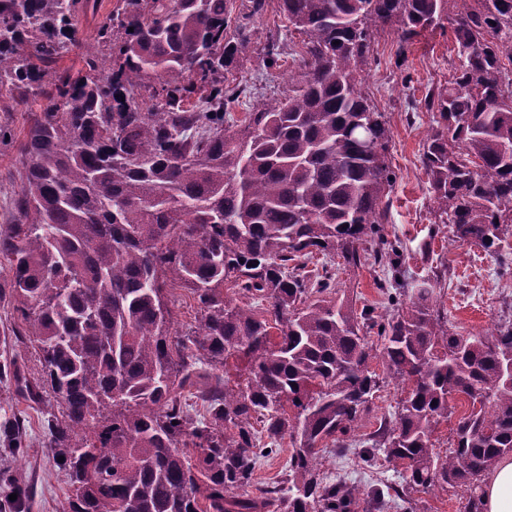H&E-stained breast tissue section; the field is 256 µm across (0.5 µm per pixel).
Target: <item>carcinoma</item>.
<instances>
[{
    "mask_svg": "<svg viewBox=\"0 0 512 512\" xmlns=\"http://www.w3.org/2000/svg\"><path fill=\"white\" fill-rule=\"evenodd\" d=\"M460 2L280 0L304 71L233 133L224 115L247 86L224 84V72L249 58L246 20L265 0H249L230 37L227 0H119L82 68L56 76L23 136L14 222L0 232V298L13 301L43 376L32 383L6 358L0 380L56 399L47 448L64 457L67 512H357L363 491L319 466L323 442L346 454L370 410L374 329L405 396L368 435L363 461L381 451L400 469L392 490L413 512L412 493L445 485L481 512L482 477L512 456V324L454 334L426 287L378 321L332 297L327 265L313 276L296 263L319 251L356 265L359 245L376 239L375 261L403 288L399 250L380 234L393 184L386 122L357 66L375 28L406 42L446 21L458 64L424 98L436 127L423 168L453 242L498 254L512 224V78L501 64L512 62V0ZM88 3L0 0L1 111L42 93ZM365 126L371 150L359 146ZM170 280L199 304L185 335L170 332ZM226 287L268 306H234ZM203 364L224 378L201 380ZM456 395L471 407L442 456L431 436ZM255 420L292 453L286 484L250 495L239 489L264 456ZM25 447L19 423L0 424L1 450ZM30 496L0 471L4 507L22 512Z\"/></svg>",
    "mask_w": 512,
    "mask_h": 512,
    "instance_id": "cac0c4a2",
    "label": "carcinoma"
}]
</instances>
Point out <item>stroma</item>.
Segmentation results:
<instances>
[{
    "label": "stroma",
    "instance_id": "1",
    "mask_svg": "<svg viewBox=\"0 0 512 512\" xmlns=\"http://www.w3.org/2000/svg\"><path fill=\"white\" fill-rule=\"evenodd\" d=\"M117 0H97L95 13L80 16L78 33L61 59L60 68L77 71L88 45L96 38L99 23L116 7ZM280 0H266L265 11L248 24L252 53L243 71H230L229 83H247L250 99L230 109L231 121H241L250 102L280 94L288 80L297 76L300 62V38L289 33L280 8ZM277 41L283 55L277 65L266 67L263 61L270 41ZM457 62V48L451 29L427 30L409 41H401L391 29L378 31L365 60L358 69L365 95L383 112L389 134L387 164L394 175L389 194L387 218L382 234L388 240H400L404 251L402 269L408 286L430 282L437 295L441 321L449 331L472 336L486 329L512 323V235L502 244L507 263H500L481 247L454 243L447 225L437 223L434 202L422 166V154L432 131V115L423 107L429 89L446 83ZM19 152L17 147L0 145V230L5 229L13 212V200L19 190ZM375 246L361 245L358 266L344 265L342 259L326 260L315 255L308 269L330 263L339 295L347 297L355 308H370L381 317L396 304H408V297L392 301L382 283L389 274L374 261ZM167 296L173 329L179 334L196 330L199 306L194 295L181 284L168 285ZM371 369L379 377L380 387L372 399V411L354 432L355 440H365L378 427L381 416L394 413L403 398L401 385L389 379L380 359H372ZM55 401L30 400L14 384L0 383V422L19 419L28 442L22 456H0V468L18 470L34 493L25 512H63L69 485L64 470L47 448L48 421L57 413ZM321 471L330 478L343 477L367 488L398 482L396 470L386 462L367 467L355 456L326 454Z\"/></svg>",
    "mask_w": 512,
    "mask_h": 512
}]
</instances>
